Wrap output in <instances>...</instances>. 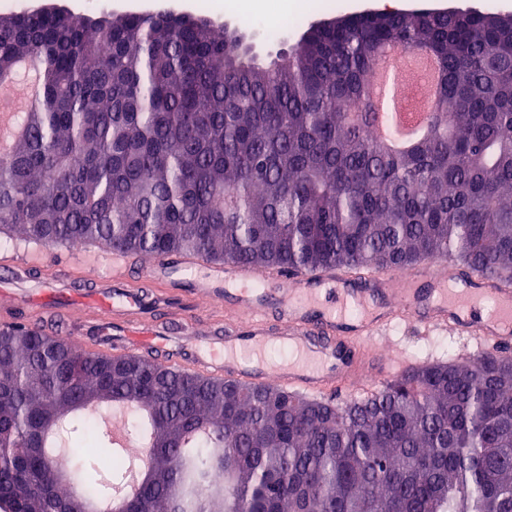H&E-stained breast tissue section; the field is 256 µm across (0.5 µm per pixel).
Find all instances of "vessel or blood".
Wrapping results in <instances>:
<instances>
[{
    "label": "vessel or blood",
    "mask_w": 512,
    "mask_h": 512,
    "mask_svg": "<svg viewBox=\"0 0 512 512\" xmlns=\"http://www.w3.org/2000/svg\"><path fill=\"white\" fill-rule=\"evenodd\" d=\"M34 283L0 256V324L25 307L34 327L93 355L150 353L181 371L314 397L372 394L413 364L395 329L445 333L488 353L512 349V285L449 256L406 268L255 271L192 255L134 261L119 251Z\"/></svg>",
    "instance_id": "obj_1"
}]
</instances>
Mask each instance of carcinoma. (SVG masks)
<instances>
[{
	"mask_svg": "<svg viewBox=\"0 0 512 512\" xmlns=\"http://www.w3.org/2000/svg\"><path fill=\"white\" fill-rule=\"evenodd\" d=\"M244 35L172 11L0 14V78L39 76L0 151L7 243L147 256L198 252L254 270L409 265L450 255L512 281V16L367 11L316 24L276 61ZM388 44L443 65L429 133L376 137ZM119 404L148 444L123 512H512V357L419 363L336 403L89 356L43 329L0 330V494L8 512H70L45 455L72 457L85 498L127 462L84 402Z\"/></svg>",
	"mask_w": 512,
	"mask_h": 512,
	"instance_id": "obj_1",
	"label": "carcinoma"
}]
</instances>
